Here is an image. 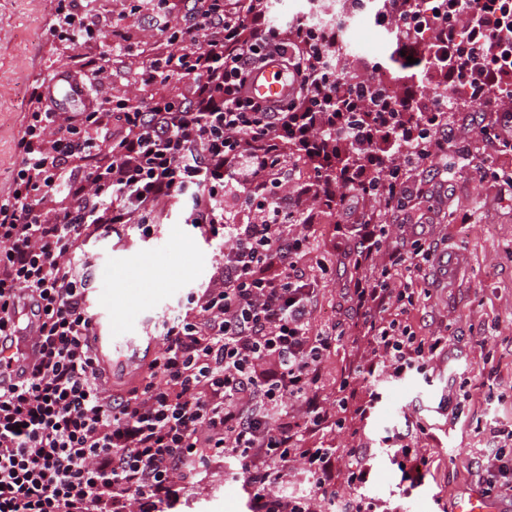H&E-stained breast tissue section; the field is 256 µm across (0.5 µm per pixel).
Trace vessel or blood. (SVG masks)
Instances as JSON below:
<instances>
[{
  "label": "vessel or blood",
  "mask_w": 512,
  "mask_h": 512,
  "mask_svg": "<svg viewBox=\"0 0 512 512\" xmlns=\"http://www.w3.org/2000/svg\"><path fill=\"white\" fill-rule=\"evenodd\" d=\"M295 87L283 59L268 55L253 71L247 91L249 95L266 105L276 106L287 100ZM48 94L57 108L68 111L87 100L85 87L71 78L67 72H58L48 88ZM91 343L96 358L105 371L106 382L126 378L135 373L142 363L143 352L153 350L154 336H132L126 323L112 315V291L108 288H91L88 297ZM34 338L28 332L16 336L11 347L0 351V381L17 377L23 368L33 363ZM455 512H500L495 499L475 494L461 501Z\"/></svg>",
  "instance_id": "obj_1"
}]
</instances>
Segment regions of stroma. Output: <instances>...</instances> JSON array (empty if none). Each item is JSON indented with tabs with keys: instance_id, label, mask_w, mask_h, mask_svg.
<instances>
[{
	"instance_id": "obj_1",
	"label": "stroma",
	"mask_w": 512,
	"mask_h": 512,
	"mask_svg": "<svg viewBox=\"0 0 512 512\" xmlns=\"http://www.w3.org/2000/svg\"><path fill=\"white\" fill-rule=\"evenodd\" d=\"M343 0H273V23L300 19L325 23L342 21ZM86 12L96 13L100 34L120 25L129 48L112 54V82L99 84L90 68L99 42L60 43L51 36V0H0V197L5 196L18 164L17 141L29 111L31 84L47 81L60 69L81 79L92 98L124 99L135 92L143 71L159 54L174 50L151 0H79ZM346 53L352 63L373 68L395 51L396 38L377 20L376 10L358 14L345 30ZM449 154L463 166L449 180L424 186L405 208L386 217L389 237L378 255L354 266L346 258L347 241L336 227L353 221L355 210L378 212L371 199L354 198L336 214L326 216L311 239V253L330 270L319 279L312 302L315 329L336 327L355 334L347 297L356 279L370 276L395 251H407L422 239L430 257L422 263L419 287L426 293L415 313L420 334L448 331L453 341L447 353L434 358L423 372L397 384H377L359 373L355 394L340 430L309 438L312 446L354 448L360 441L373 446L374 478L366 496L400 508L401 512H452L455 502L479 490V465L494 450V432L512 430V199L503 179L479 178L472 167L486 166L476 125L461 121L455 127ZM91 274L122 262L111 288L122 315L144 314L155 323L186 313L189 298L204 287L221 261L216 245L190 224L181 205L165 207L150 233L128 224L110 235L87 240L84 246ZM365 340L338 346L325 360L322 393L334 408L336 387L350 370L366 361ZM379 399L373 414L361 418L354 408L370 392ZM425 434H417V425ZM417 434L419 445L437 453V461L420 485L403 482L387 450L397 436ZM249 490L235 459L201 472L174 512H250Z\"/></svg>"
}]
</instances>
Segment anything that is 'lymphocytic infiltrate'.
Here are the masks:
<instances>
[{"label":"lymphocytic infiltrate","mask_w":512,"mask_h":512,"mask_svg":"<svg viewBox=\"0 0 512 512\" xmlns=\"http://www.w3.org/2000/svg\"><path fill=\"white\" fill-rule=\"evenodd\" d=\"M175 38L185 52L155 57L141 90L118 102L101 98L81 112L41 105L28 113L18 140L19 164L0 200V347L27 328L40 351L28 376L0 386V512H170L195 471L233 458L251 495V512H316L326 499L337 512H381L363 495L373 472L360 448L336 453L305 447L306 437L343 427L352 376L338 387L335 410L321 398L322 363L343 335L313 331L314 267H303L310 237L291 215L311 223L308 205L329 188L311 174L297 205L288 203L284 155L290 137L312 150L331 114L323 102L343 90L335 72L314 69L316 54H335L336 33L269 23L256 0H185ZM436 24L424 42L412 22L419 0H387L384 23L399 21L397 48L416 59L443 48L438 86L464 89L495 108L512 103V0H434ZM52 36L77 44L98 27L76 0H53ZM282 57L295 90L277 108L249 96L253 70L268 54ZM190 79L183 97L151 95L163 76ZM410 89L389 103L403 134L423 129L422 150L447 156L452 108L433 98L411 108ZM411 149L387 162L398 206L422 192L414 171L426 169ZM188 206L189 220L224 245V267L196 292L189 315L175 319L146 368L122 392L108 395L90 341L83 273L88 239L117 224L150 232L160 207ZM355 261L388 238L383 224H340ZM395 255L351 300L372 349L368 374L397 383L447 351L451 336H422L411 312L420 296V265ZM403 287H395L398 274ZM303 412L290 411L289 402ZM391 454L404 481L417 485L434 455L411 434ZM348 457L345 488L334 471ZM303 461L307 495L273 491L288 465ZM484 492L512 497V456L496 450L483 464Z\"/></svg>","instance_id":"1"}]
</instances>
